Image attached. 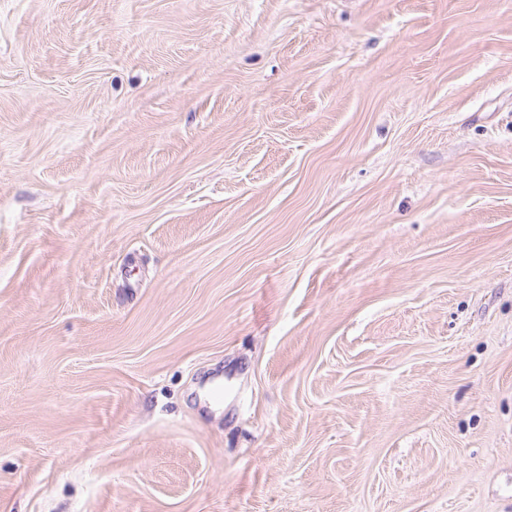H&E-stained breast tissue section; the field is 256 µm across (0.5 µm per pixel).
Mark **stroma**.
<instances>
[{"mask_svg": "<svg viewBox=\"0 0 512 512\" xmlns=\"http://www.w3.org/2000/svg\"><path fill=\"white\" fill-rule=\"evenodd\" d=\"M0 512H512V0H0Z\"/></svg>", "mask_w": 512, "mask_h": 512, "instance_id": "35a3bbf8", "label": "stroma"}]
</instances>
